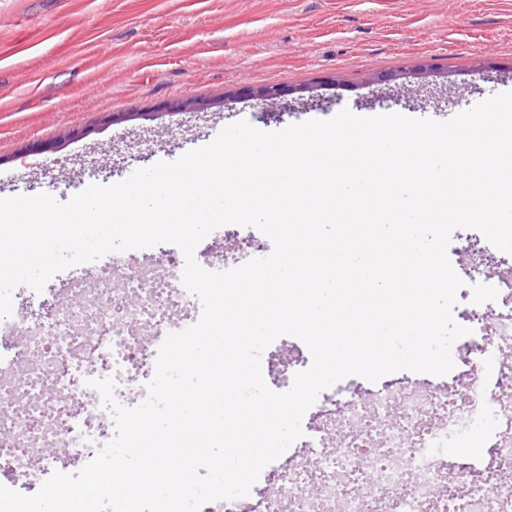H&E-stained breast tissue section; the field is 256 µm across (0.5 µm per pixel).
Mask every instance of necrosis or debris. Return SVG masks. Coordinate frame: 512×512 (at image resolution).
<instances>
[{
	"label": "necrosis or debris",
	"instance_id": "necrosis-or-debris-1",
	"mask_svg": "<svg viewBox=\"0 0 512 512\" xmlns=\"http://www.w3.org/2000/svg\"><path fill=\"white\" fill-rule=\"evenodd\" d=\"M223 236V254L204 269L230 270L271 250L247 228L228 225ZM468 262L476 270L453 309L471 330L458 383L336 382L262 483L207 512H512V491L499 486L512 472V277L493 273L481 250ZM487 290L499 305L485 320L473 308ZM38 307L34 317L0 320V485L15 490L81 469L113 438L89 379L114 378L115 400L138 406L165 338L196 324L201 302L176 255L146 273L117 254L92 285L73 281L70 296ZM478 446L483 468L457 475L449 449Z\"/></svg>",
	"mask_w": 512,
	"mask_h": 512
}]
</instances>
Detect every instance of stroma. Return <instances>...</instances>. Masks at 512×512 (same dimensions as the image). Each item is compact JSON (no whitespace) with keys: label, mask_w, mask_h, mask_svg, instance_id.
I'll use <instances>...</instances> for the list:
<instances>
[{"label":"stroma","mask_w":512,"mask_h":512,"mask_svg":"<svg viewBox=\"0 0 512 512\" xmlns=\"http://www.w3.org/2000/svg\"><path fill=\"white\" fill-rule=\"evenodd\" d=\"M507 91L512 0H0V198L64 202L241 120L446 121Z\"/></svg>","instance_id":"1"}]
</instances>
